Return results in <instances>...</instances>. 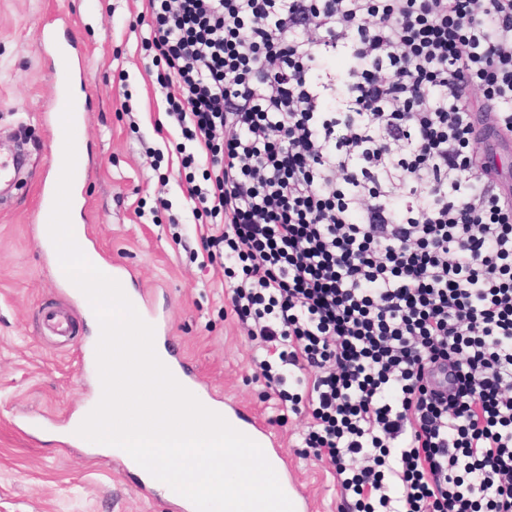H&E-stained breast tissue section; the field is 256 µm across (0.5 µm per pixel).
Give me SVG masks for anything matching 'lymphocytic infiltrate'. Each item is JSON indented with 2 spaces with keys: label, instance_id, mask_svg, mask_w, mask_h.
<instances>
[{
  "label": "lymphocytic infiltrate",
  "instance_id": "obj_1",
  "mask_svg": "<svg viewBox=\"0 0 512 512\" xmlns=\"http://www.w3.org/2000/svg\"><path fill=\"white\" fill-rule=\"evenodd\" d=\"M150 7L277 423L360 512H512V192L479 148L512 135V0Z\"/></svg>",
  "mask_w": 512,
  "mask_h": 512
}]
</instances>
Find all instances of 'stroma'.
<instances>
[{"mask_svg":"<svg viewBox=\"0 0 512 512\" xmlns=\"http://www.w3.org/2000/svg\"><path fill=\"white\" fill-rule=\"evenodd\" d=\"M54 18L81 92L91 245L127 270L177 364L276 436L287 477L303 492L301 512H341L328 461L297 451L303 418L276 423L226 299L224 269L201 246L208 226L187 195L180 131L166 114V65L147 44L149 0H0V160L25 158L0 193V512H169L168 495L143 496L135 473L43 439L102 391L86 363L84 307L57 278L38 219L41 186L61 174L50 120L58 58L41 40ZM51 307L72 313L74 339L44 328Z\"/></svg>","mask_w":512,"mask_h":512,"instance_id":"35a3bbf8","label":"stroma"}]
</instances>
